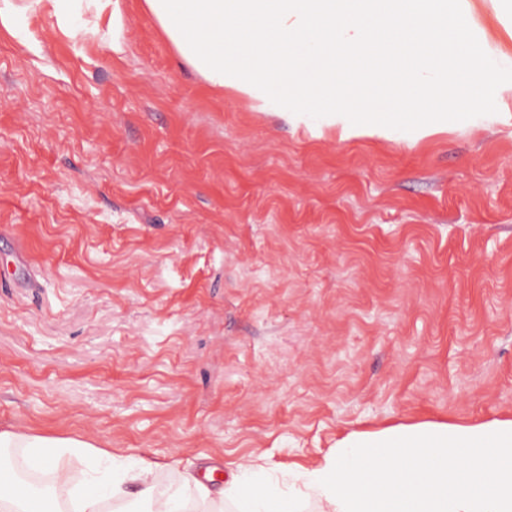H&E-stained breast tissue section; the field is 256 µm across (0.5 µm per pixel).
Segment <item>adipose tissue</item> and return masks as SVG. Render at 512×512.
<instances>
[{
    "instance_id": "adipose-tissue-1",
    "label": "adipose tissue",
    "mask_w": 512,
    "mask_h": 512,
    "mask_svg": "<svg viewBox=\"0 0 512 512\" xmlns=\"http://www.w3.org/2000/svg\"><path fill=\"white\" fill-rule=\"evenodd\" d=\"M55 15L78 37L84 10L96 18L112 12V0H30ZM0 448H20L32 472L48 473L53 488L34 496L19 477L0 481V512H102L104 501L126 512L128 494L149 503V512H182L185 494L215 501L211 475L185 472L183 487L158 496L145 461L114 458L82 438L50 437L15 428L0 431ZM65 491L59 502L57 491ZM237 512H295V501L253 474L241 462L227 490ZM303 495L322 512H512V420L472 426L420 423L352 434L307 470Z\"/></svg>"
}]
</instances>
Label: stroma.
I'll return each mask as SVG.
<instances>
[{
	"instance_id": "obj_1",
	"label": "stroma",
	"mask_w": 512,
	"mask_h": 512,
	"mask_svg": "<svg viewBox=\"0 0 512 512\" xmlns=\"http://www.w3.org/2000/svg\"><path fill=\"white\" fill-rule=\"evenodd\" d=\"M512 59V12L469 0ZM0 27V430L278 488L346 435L512 419V97L316 132L182 62L145 0Z\"/></svg>"
}]
</instances>
